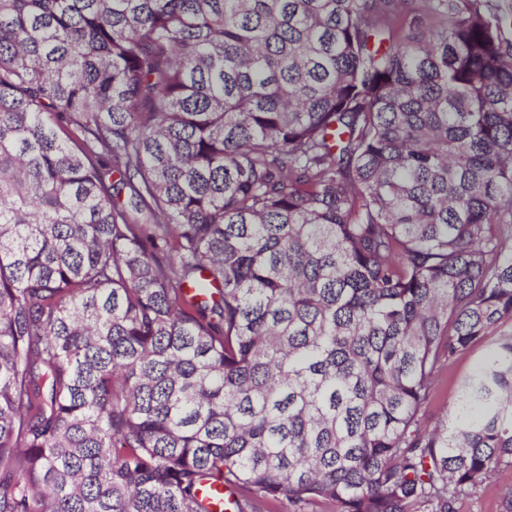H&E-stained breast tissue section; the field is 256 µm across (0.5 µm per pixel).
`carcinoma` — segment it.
<instances>
[{
  "mask_svg": "<svg viewBox=\"0 0 512 512\" xmlns=\"http://www.w3.org/2000/svg\"><path fill=\"white\" fill-rule=\"evenodd\" d=\"M509 322L512 0H0V512H459ZM491 342L484 343L460 356L451 365L442 367L436 379L435 387L423 410L421 425L423 429H431L441 420L447 408L456 398L460 381L471 374L482 361Z\"/></svg>",
  "mask_w": 512,
  "mask_h": 512,
  "instance_id": "cac0c4a2",
  "label": "carcinoma"
}]
</instances>
